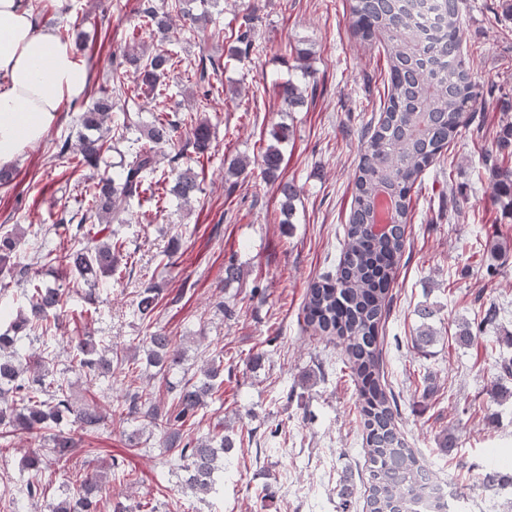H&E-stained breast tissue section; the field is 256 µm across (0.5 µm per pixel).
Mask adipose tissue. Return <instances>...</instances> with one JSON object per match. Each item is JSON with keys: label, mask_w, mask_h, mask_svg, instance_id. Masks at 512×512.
I'll return each mask as SVG.
<instances>
[{"label": "adipose tissue", "mask_w": 512, "mask_h": 512, "mask_svg": "<svg viewBox=\"0 0 512 512\" xmlns=\"http://www.w3.org/2000/svg\"><path fill=\"white\" fill-rule=\"evenodd\" d=\"M86 83L73 46L37 25L28 0H0V166L42 139Z\"/></svg>", "instance_id": "obj_1"}]
</instances>
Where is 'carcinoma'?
<instances>
[{"mask_svg": "<svg viewBox=\"0 0 512 512\" xmlns=\"http://www.w3.org/2000/svg\"><path fill=\"white\" fill-rule=\"evenodd\" d=\"M194 0L158 5L144 0L139 6L140 22L132 39L168 28L171 12L177 11L195 26L209 18V12L193 13ZM445 30L436 45L425 43L420 23L399 6V0H349L350 35L361 43L373 42L383 48L386 62L387 92L377 124L367 123L363 148L354 175L348 224L339 256L336 276L326 275L309 284L303 306L304 324L336 342L345 356L351 376L359 384V415L367 458L366 508L368 512H447L445 506L428 500L423 474L426 466L407 446L398 426V404L392 390L382 381V348L378 327L389 316V295L395 266L406 248V224L413 211L411 191L422 182V175L441 156L444 149L474 119L482 93L466 67L459 36L458 0H440ZM236 45L229 56L249 54L255 44V30L247 20L236 32ZM125 62L135 67L137 79L153 92V118L138 128L150 146L118 147L126 139L132 123L124 120V133L108 137L106 122L114 104L101 98L79 115L81 135L70 176L83 185L86 208L80 219H61L60 226L74 240L70 249L60 252L36 251L29 264L13 262L21 249L25 232L20 229L0 232V290L10 282H25L24 306L11 312L0 310V425L24 431L43 441L22 458L21 469L29 473L25 483L12 493L13 508L19 503L43 500L42 512H102L95 490L103 483L104 471H91L77 463L78 441L64 432L70 422L86 431L106 424L100 400L108 397L112 386L87 390L82 404L73 402L70 387L50 368L49 352H28L37 337L52 332L65 306V290L39 283L32 275L38 266L66 267L75 277L94 286L112 277L125 247L113 224H127L131 202L149 189L146 178L156 171L157 149L173 142L179 124L164 118L167 94L164 77L178 60L169 52L152 55L123 53ZM296 76L278 84L279 95L288 109L302 105L317 86L310 83L309 53H298ZM123 62V63H125ZM113 70L114 92H125L124 76ZM213 59L200 58L194 70L196 84L206 99L219 93L210 83L208 69H216ZM189 127L187 146L196 157L209 152L213 131L208 120L184 119ZM290 136L287 126L273 132L275 143L262 152L263 173L276 175L282 161L280 144ZM481 164L492 183L494 201L512 210V120L505 117L495 147L481 152ZM98 171L95 176L83 168ZM173 192L188 203L199 189L197 173L191 168L177 171ZM285 223H291L296 189L291 184L280 188ZM98 217L104 228L94 230L87 220ZM158 305L156 289H143L134 312L147 322L149 334L142 338L148 365L165 374L182 366L183 347L166 335L154 322ZM421 324L416 342L421 348L436 341L437 331L428 323L433 311L418 310ZM499 310L489 304L480 321L458 325L457 341L471 345L484 329L498 320ZM112 349L91 335L77 345L76 368L91 381L112 376ZM219 368L210 364L200 375L185 378L177 395L167 406L157 401V393L129 384L120 399L111 402L110 413L139 425L130 441L138 439L140 429L157 431L166 451L175 455L181 467L190 471L189 487L208 493L215 485L214 474L224 470V454L233 447L228 437L218 432L196 434L202 424L200 411L208 401H220L222 383ZM71 472L80 484L79 492L61 500H46V489L39 474L48 466Z\"/></svg>", "mask_w": 512, "mask_h": 512, "instance_id": "1", "label": "carcinoma"}]
</instances>
